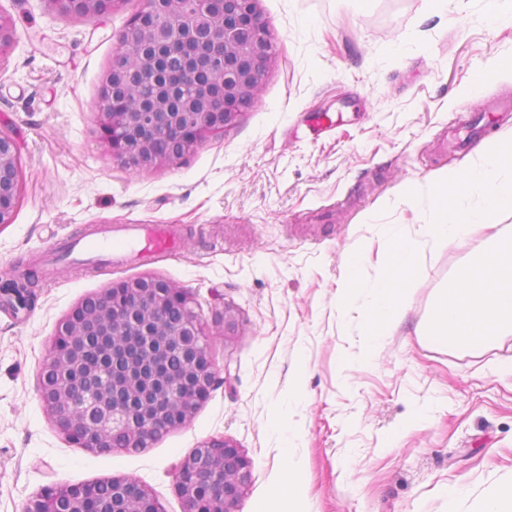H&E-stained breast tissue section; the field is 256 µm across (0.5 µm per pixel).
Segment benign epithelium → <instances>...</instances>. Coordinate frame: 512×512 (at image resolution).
Listing matches in <instances>:
<instances>
[{"instance_id":"obj_1","label":"benign epithelium","mask_w":512,"mask_h":512,"mask_svg":"<svg viewBox=\"0 0 512 512\" xmlns=\"http://www.w3.org/2000/svg\"><path fill=\"white\" fill-rule=\"evenodd\" d=\"M59 10L94 20L120 0H52ZM259 0H144L112 56L97 104L112 157L133 167L184 158L231 125L253 103L273 55ZM15 33L0 17V59ZM14 139L0 132V224L11 222L19 192ZM130 346L155 362L151 374L130 363L77 401L75 378L91 341ZM218 371L192 296L144 276L88 295L61 320L38 373L37 390L57 431L93 454L138 452L186 423L207 401ZM251 462L233 442L213 437L179 463L174 485L183 512H238ZM48 484L23 512H88L95 482ZM124 512H163L131 478L112 479Z\"/></svg>"}]
</instances>
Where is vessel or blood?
I'll use <instances>...</instances> for the list:
<instances>
[{
	"label": "vessel or blood",
	"mask_w": 512,
	"mask_h": 512,
	"mask_svg": "<svg viewBox=\"0 0 512 512\" xmlns=\"http://www.w3.org/2000/svg\"><path fill=\"white\" fill-rule=\"evenodd\" d=\"M170 248L168 233L155 231L140 224L126 228L118 237H100L89 234L82 239L69 244L68 253L83 256H103L110 254H123L129 251H138L148 254L162 253Z\"/></svg>",
	"instance_id": "1"
}]
</instances>
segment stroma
Instances as JSON below:
<instances>
[{
  "label": "stroma",
  "instance_id": "35a3bbf8",
  "mask_svg": "<svg viewBox=\"0 0 512 512\" xmlns=\"http://www.w3.org/2000/svg\"><path fill=\"white\" fill-rule=\"evenodd\" d=\"M144 0L97 20L52 0H0L16 41L0 72V130L20 148L21 190L0 224V286L26 267L39 279L26 308L0 290V512H22L43 486L140 481L164 512H182L176 466L198 442L232 440L252 463L239 512H270L287 473L268 422L287 410L305 512H476L512 480V335L474 350L423 336L434 296L482 237L426 250L407 312L364 356L360 293L338 309L348 254L382 273L378 230L415 237L438 176L512 131V74L479 76L512 57V25L479 0H260L275 45L252 106L175 163L113 159L95 105L120 36ZM415 187L412 198L403 191ZM167 224L175 250L72 264L56 244L96 229ZM143 276L191 293L213 338L217 383L184 425L137 453L96 455L55 430L37 374L58 322L86 295ZM230 309L233 324L219 318ZM301 380L305 398L285 395ZM421 423L403 438L411 415Z\"/></svg>",
  "mask_w": 512,
  "mask_h": 512
}]
</instances>
